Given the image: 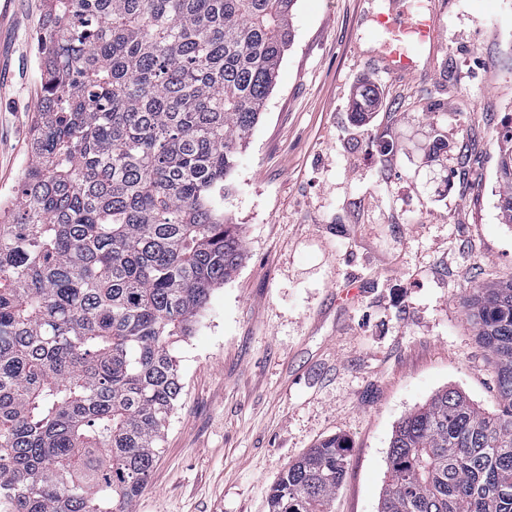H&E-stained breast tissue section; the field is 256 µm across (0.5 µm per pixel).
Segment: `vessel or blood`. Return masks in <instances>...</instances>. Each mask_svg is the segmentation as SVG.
Returning <instances> with one entry per match:
<instances>
[{
  "instance_id": "1",
  "label": "vessel or blood",
  "mask_w": 512,
  "mask_h": 512,
  "mask_svg": "<svg viewBox=\"0 0 512 512\" xmlns=\"http://www.w3.org/2000/svg\"><path fill=\"white\" fill-rule=\"evenodd\" d=\"M373 23L389 35L381 47V55L385 70L391 73H410L416 69L414 58L405 49L406 42L423 45L439 36L438 23L432 18L415 20L405 15L380 13L374 16Z\"/></svg>"
}]
</instances>
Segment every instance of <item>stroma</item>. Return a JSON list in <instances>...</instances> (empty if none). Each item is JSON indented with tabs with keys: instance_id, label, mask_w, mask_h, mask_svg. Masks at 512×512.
Listing matches in <instances>:
<instances>
[{
	"instance_id": "35a3bbf8",
	"label": "stroma",
	"mask_w": 512,
	"mask_h": 512,
	"mask_svg": "<svg viewBox=\"0 0 512 512\" xmlns=\"http://www.w3.org/2000/svg\"><path fill=\"white\" fill-rule=\"evenodd\" d=\"M435 17L415 73L379 69L372 14ZM45 0H16L0 71V199L30 160ZM294 40L230 180L244 258L177 343L182 391L129 512H268L280 472L348 444L332 512H379L397 424L457 389L497 408L466 315L512 279L498 208L512 0H297ZM380 94L355 121L362 85Z\"/></svg>"
}]
</instances>
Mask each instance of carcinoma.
Masks as SVG:
<instances>
[{
    "label": "carcinoma",
    "instance_id": "cac0c4a2",
    "mask_svg": "<svg viewBox=\"0 0 512 512\" xmlns=\"http://www.w3.org/2000/svg\"><path fill=\"white\" fill-rule=\"evenodd\" d=\"M297 0H46L31 159L0 200V505L129 512L182 390L173 345L243 259L227 182L292 42ZM512 224V135L500 148ZM467 315L497 410L446 389L399 422L380 512H512V279ZM340 436L269 512H332Z\"/></svg>",
    "mask_w": 512,
    "mask_h": 512
}]
</instances>
